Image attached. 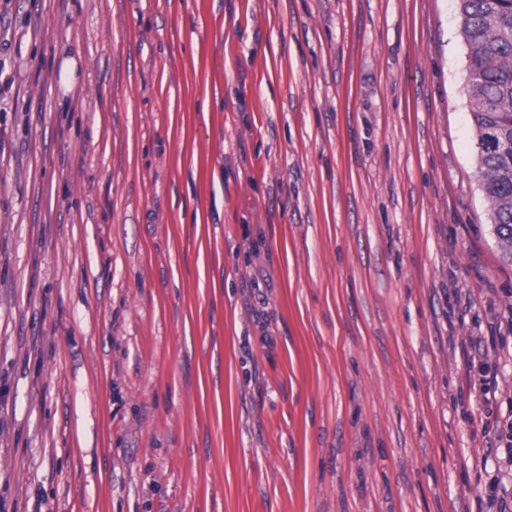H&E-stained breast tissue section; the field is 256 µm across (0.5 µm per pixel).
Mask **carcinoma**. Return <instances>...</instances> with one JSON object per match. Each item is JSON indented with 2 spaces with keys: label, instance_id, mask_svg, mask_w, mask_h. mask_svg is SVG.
<instances>
[{
  "label": "carcinoma",
  "instance_id": "obj_1",
  "mask_svg": "<svg viewBox=\"0 0 512 512\" xmlns=\"http://www.w3.org/2000/svg\"><path fill=\"white\" fill-rule=\"evenodd\" d=\"M475 165L501 258L512 263V0H458Z\"/></svg>",
  "mask_w": 512,
  "mask_h": 512
}]
</instances>
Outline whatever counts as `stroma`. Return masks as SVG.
<instances>
[{
  "label": "stroma",
  "mask_w": 512,
  "mask_h": 512,
  "mask_svg": "<svg viewBox=\"0 0 512 512\" xmlns=\"http://www.w3.org/2000/svg\"><path fill=\"white\" fill-rule=\"evenodd\" d=\"M468 65L458 0H0V512H494Z\"/></svg>",
  "instance_id": "1"
}]
</instances>
